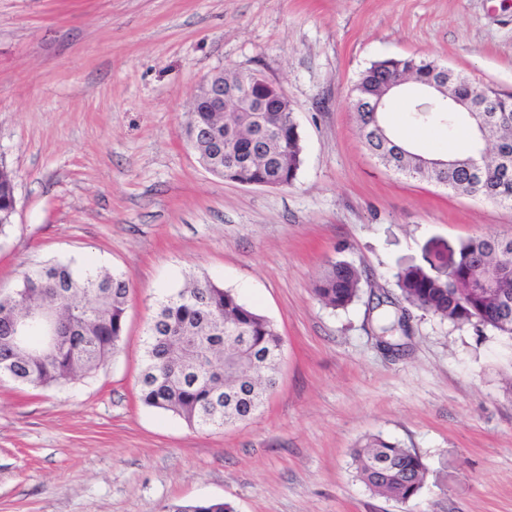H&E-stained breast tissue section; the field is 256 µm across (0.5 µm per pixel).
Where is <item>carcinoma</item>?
Wrapping results in <instances>:
<instances>
[{"mask_svg":"<svg viewBox=\"0 0 512 512\" xmlns=\"http://www.w3.org/2000/svg\"><path fill=\"white\" fill-rule=\"evenodd\" d=\"M441 65L416 57L373 63L353 88L352 107L360 131H369V150L388 168L435 181L455 193L512 206V92L482 86L490 104L485 130L472 125L475 140L488 138L492 156L480 160V175L450 168L442 159L415 152L396 141L382 113L358 107L361 91H370L387 75L408 74L415 87H429ZM419 123L453 124L460 114L439 101L413 109ZM190 125L204 135L192 144L213 172L224 180L262 186L271 181L288 187L302 164L303 145L294 112H195ZM15 176L0 167V234L14 211ZM492 269L502 271L492 287L483 282ZM361 273L344 261L330 263L314 286L318 299L336 309L354 302ZM400 302L460 325L490 327L512 336V238L485 233L460 242L448 279L421 265L397 274ZM129 282L120 275L87 267L76 272L69 263L46 265L24 274L14 293L0 295V375L19 383L62 389L95 373L120 348ZM28 315L64 323L60 346L35 352L39 339L19 345L9 335L13 321ZM379 334L392 340L407 333L403 313L384 312ZM282 353L276 326L241 301L230 289L206 277L194 278L158 306L147 328L146 359L140 399L169 412L191 427L222 428L259 409L273 381ZM357 474L375 493L402 504L421 492L427 473L422 457L380 436H371L354 451ZM170 512H232L221 500L178 503Z\"/></svg>","mask_w":512,"mask_h":512,"instance_id":"cac0c4a2","label":"carcinoma"}]
</instances>
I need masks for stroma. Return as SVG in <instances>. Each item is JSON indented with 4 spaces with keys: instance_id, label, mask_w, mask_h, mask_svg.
Returning a JSON list of instances; mask_svg holds the SVG:
<instances>
[{
    "instance_id": "35a3bbf8",
    "label": "stroma",
    "mask_w": 512,
    "mask_h": 512,
    "mask_svg": "<svg viewBox=\"0 0 512 512\" xmlns=\"http://www.w3.org/2000/svg\"><path fill=\"white\" fill-rule=\"evenodd\" d=\"M436 60L512 90V0H0V165L16 212L0 235V292L56 262L129 280L119 352L63 389L0 378V512H512V337L410 311L403 351L372 326L396 275L448 276L512 207L398 174L366 148L350 105L374 62ZM257 71L288 96L304 145L289 187L219 179L185 143L203 77ZM385 122L402 142L469 153L458 125ZM362 274L346 308L314 284ZM236 292L278 329L276 385L244 424L188 426L141 403L147 326L189 276ZM379 436L427 474L402 505L360 480ZM361 280V273L351 264L331 262L316 281L314 292L326 306L345 308L359 297ZM232 512L228 503L221 500H211L197 503H178L168 506V512Z\"/></svg>"
}]
</instances>
